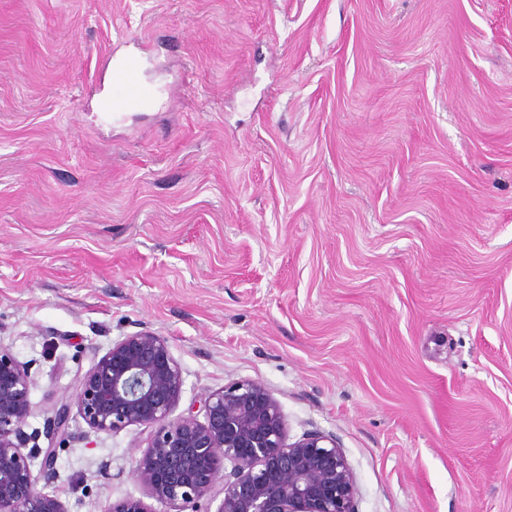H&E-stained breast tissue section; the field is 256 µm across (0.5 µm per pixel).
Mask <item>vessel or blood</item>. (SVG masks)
I'll return each instance as SVG.
<instances>
[{
  "label": "vessel or blood",
  "instance_id": "vessel-or-blood-1",
  "mask_svg": "<svg viewBox=\"0 0 512 512\" xmlns=\"http://www.w3.org/2000/svg\"><path fill=\"white\" fill-rule=\"evenodd\" d=\"M104 65L109 71L108 90L98 103L103 115H120L152 103L154 89L144 77V58L139 51H127L117 59L105 57Z\"/></svg>",
  "mask_w": 512,
  "mask_h": 512
}]
</instances>
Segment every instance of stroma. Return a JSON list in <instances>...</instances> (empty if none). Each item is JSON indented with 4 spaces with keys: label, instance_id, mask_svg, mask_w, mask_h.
I'll return each instance as SVG.
<instances>
[{
    "label": "stroma",
    "instance_id": "stroma-1",
    "mask_svg": "<svg viewBox=\"0 0 512 512\" xmlns=\"http://www.w3.org/2000/svg\"><path fill=\"white\" fill-rule=\"evenodd\" d=\"M142 43L155 103L99 121ZM150 330L178 412L239 379L335 437L357 512H512V0H0V343L28 430ZM67 512L147 499L74 419Z\"/></svg>",
    "mask_w": 512,
    "mask_h": 512
}]
</instances>
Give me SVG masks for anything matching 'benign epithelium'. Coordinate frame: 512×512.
Returning <instances> with one entry per match:
<instances>
[{
    "mask_svg": "<svg viewBox=\"0 0 512 512\" xmlns=\"http://www.w3.org/2000/svg\"><path fill=\"white\" fill-rule=\"evenodd\" d=\"M33 384L31 364L0 343V512H66L46 489L56 444L71 437L76 415L95 432L150 429L135 474L169 512H196L219 482L217 512H355V478L336 440L308 432L289 441L281 405L262 382L233 381L207 392L199 412L174 415L183 372L168 341L154 332L126 336L104 355L93 354L72 398L49 410L45 448L36 443L39 432L25 431ZM105 512L152 510L129 497Z\"/></svg>",
    "mask_w": 512,
    "mask_h": 512,
    "instance_id": "7a95c632",
    "label": "benign epithelium"
}]
</instances>
